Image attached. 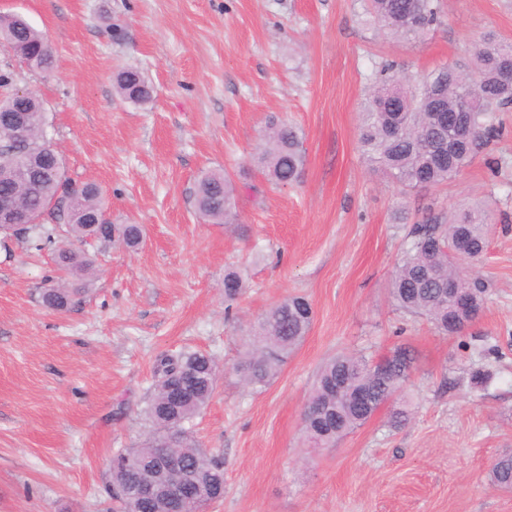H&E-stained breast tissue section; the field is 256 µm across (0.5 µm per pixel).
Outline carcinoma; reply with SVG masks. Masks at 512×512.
<instances>
[{
	"label": "carcinoma",
	"instance_id": "1",
	"mask_svg": "<svg viewBox=\"0 0 512 512\" xmlns=\"http://www.w3.org/2000/svg\"><path fill=\"white\" fill-rule=\"evenodd\" d=\"M366 12L384 34L420 42L438 23L440 0H366ZM0 48L13 53L37 73L53 68V51L47 34L19 16L0 15ZM512 64V44L483 42L475 46L471 70L448 66L423 77L414 85L391 75L392 66L381 71L386 76L373 83L367 112L364 113L360 141L377 167L385 170L404 189L425 188L451 181L461 168L487 142L499 133L497 115L512 108V82L502 78V69ZM117 93L134 104H145L150 86L142 73L123 69L115 77ZM446 112L464 123L468 135L462 147L438 154L448 137L447 127L438 119ZM13 112L27 114V147L40 151L46 141L43 105L36 96L0 98V125ZM257 162L270 180L286 185L297 181L304 166L300 131L285 119L270 120ZM10 195L28 211L36 223L28 229L32 249L55 252L58 271L66 278L42 292V304L57 313L68 312L79 300L83 288L69 284L67 277L84 276L89 260L70 246H58L47 224H66L67 234L83 242H115L128 247L139 244L142 227L114 224L105 218L107 207L97 187L74 188L64 165L47 159L39 176L33 178L0 159V196ZM199 215L214 224H231L236 219L235 186L224 172L204 175L196 193ZM489 213L479 207L450 215L432 212L425 221L410 225L409 247L391 280L390 298L397 309L427 317L444 335L459 333L477 318L485 302L486 285L478 277L460 278L459 260L454 256L457 238L466 239L478 261L487 244ZM458 286L469 302L462 310L448 296V280ZM245 290L236 271L224 274V297L232 301ZM313 321L309 301L289 296L271 307L238 365L243 382L251 387L265 386L279 373L284 359L305 336ZM412 357L405 348L389 358V367L378 376L374 365L363 357L338 355L321 369L308 399L310 407L332 411L333 424L326 431L308 418L305 429L310 439L333 444L347 432L364 425L387 401L401 394L410 373ZM216 359L200 351L163 354L155 362L154 385L144 413L151 424L146 438L135 448H120L112 456L109 485L135 495L138 486L155 474V457L171 434L177 435L175 450L187 469L185 486L178 506H173L167 490L136 501V512H202L208 504L224 497V466L212 453L199 446L188 424L207 405L218 380ZM372 392L374 404L364 409L356 394ZM410 404L400 399L393 406L391 419L396 426L409 421ZM493 483L512 486V455L502 454L490 469Z\"/></svg>",
	"mask_w": 512,
	"mask_h": 512
}]
</instances>
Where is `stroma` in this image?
I'll use <instances>...</instances> for the list:
<instances>
[{"mask_svg": "<svg viewBox=\"0 0 512 512\" xmlns=\"http://www.w3.org/2000/svg\"><path fill=\"white\" fill-rule=\"evenodd\" d=\"M47 33L50 77L0 50V69L39 96L47 133L72 181H94L116 224H140L130 250L93 242V273L68 313L45 308L51 251L0 231V512H110L105 462L135 447L156 357L215 355V392L194 421L224 463V497L205 512H512L490 484L512 450V111L450 183L408 192L359 142L381 65L411 79L467 66L485 37L512 43V0H441L422 43L370 25L364 0H0ZM139 69L151 100L113 85ZM303 133L300 179L278 185L252 155L270 117ZM229 172L238 216L196 213L198 180ZM495 195L477 266L483 315L445 336L397 310L389 289L409 222ZM245 290L224 299V272ZM304 296L314 319L277 378L245 388L237 374L265 311ZM492 345L496 357L484 359ZM408 348L403 427L391 406L328 448L305 440L303 413L321 367L340 354L373 361ZM489 372L476 386L474 371Z\"/></svg>", "mask_w": 512, "mask_h": 512, "instance_id": "1", "label": "stroma"}]
</instances>
